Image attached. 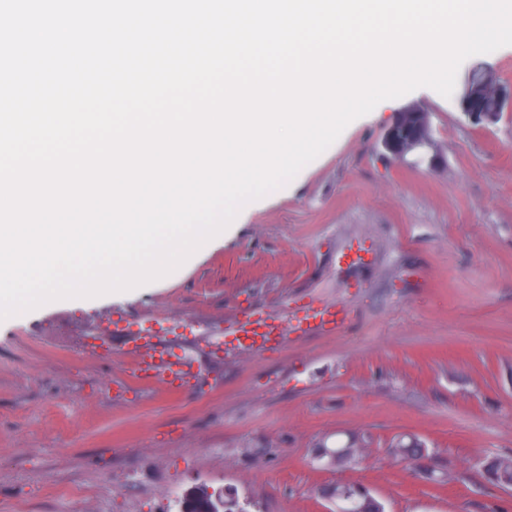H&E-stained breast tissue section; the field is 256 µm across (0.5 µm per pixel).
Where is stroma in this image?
<instances>
[{"label": "stroma", "instance_id": "1", "mask_svg": "<svg viewBox=\"0 0 512 512\" xmlns=\"http://www.w3.org/2000/svg\"><path fill=\"white\" fill-rule=\"evenodd\" d=\"M410 107L431 115L436 166L382 148ZM310 296L344 308L343 325L205 364L237 311ZM118 312L210 322L188 344L205 386L114 397L121 340L82 355L79 324ZM402 435L430 468L390 454ZM351 438L357 465L316 462ZM488 455L512 457V112L474 126L426 87L359 118L170 274L0 320V512H86L85 487L105 512H178L194 485L232 489L246 512H327L319 490L336 482L386 512H512L481 473Z\"/></svg>", "mask_w": 512, "mask_h": 512}]
</instances>
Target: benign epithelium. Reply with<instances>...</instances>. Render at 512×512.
Listing matches in <instances>:
<instances>
[{"label": "benign epithelium", "mask_w": 512, "mask_h": 512, "mask_svg": "<svg viewBox=\"0 0 512 512\" xmlns=\"http://www.w3.org/2000/svg\"><path fill=\"white\" fill-rule=\"evenodd\" d=\"M458 105L470 124L483 128L493 126L504 113L512 111V86L499 83L486 67L474 68L463 85ZM431 142L429 113L410 109L400 113L386 130L382 147L393 159L404 161L410 154H423ZM194 506L202 507L204 512H224V491L191 487L179 501V512H189Z\"/></svg>", "instance_id": "benign-epithelium-1"}]
</instances>
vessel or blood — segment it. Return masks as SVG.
<instances>
[{
  "label": "vessel or blood",
  "mask_w": 512,
  "mask_h": 512,
  "mask_svg": "<svg viewBox=\"0 0 512 512\" xmlns=\"http://www.w3.org/2000/svg\"><path fill=\"white\" fill-rule=\"evenodd\" d=\"M343 313L332 305H318L308 300L273 314L258 309L234 317L224 328L225 335L246 342L251 353L264 351L268 344L288 334L311 335L341 323ZM133 360L132 379L143 387H161L175 392L192 382L188 367L177 358V350L166 344L162 332L132 330L124 344Z\"/></svg>",
  "instance_id": "obj_1"
}]
</instances>
